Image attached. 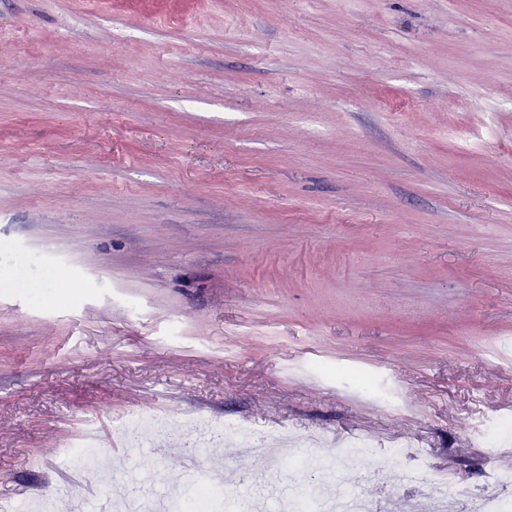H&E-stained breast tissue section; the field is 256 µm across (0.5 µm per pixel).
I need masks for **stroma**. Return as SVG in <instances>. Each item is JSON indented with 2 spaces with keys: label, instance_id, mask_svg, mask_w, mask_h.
<instances>
[{
  "label": "stroma",
  "instance_id": "stroma-1",
  "mask_svg": "<svg viewBox=\"0 0 512 512\" xmlns=\"http://www.w3.org/2000/svg\"><path fill=\"white\" fill-rule=\"evenodd\" d=\"M512 0H0V504L148 411L512 465ZM279 491L427 492L355 455ZM168 434L118 491L177 495ZM477 432L481 438L480 447L486 448L488 454H492L493 448H498L504 439V433L511 432V417H502L481 425Z\"/></svg>",
  "mask_w": 512,
  "mask_h": 512
}]
</instances>
